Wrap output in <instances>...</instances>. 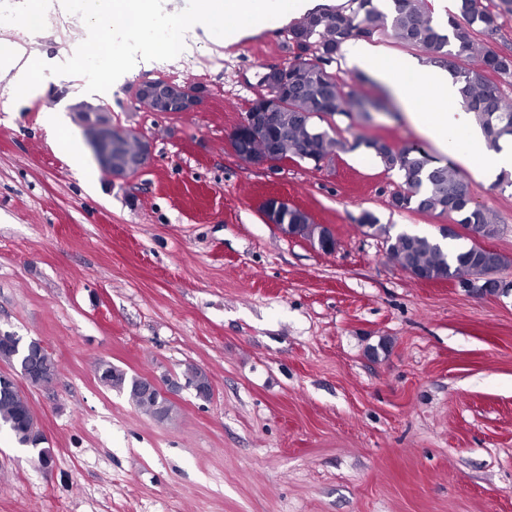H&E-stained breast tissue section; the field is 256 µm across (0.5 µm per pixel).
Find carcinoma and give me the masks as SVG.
<instances>
[{
	"label": "carcinoma",
	"instance_id": "1",
	"mask_svg": "<svg viewBox=\"0 0 512 512\" xmlns=\"http://www.w3.org/2000/svg\"><path fill=\"white\" fill-rule=\"evenodd\" d=\"M505 12L512 13V0H500L493 7L482 0H455L454 11L448 13L444 24L434 22L428 0H347L338 10L304 14L289 28L298 54L289 62L288 96L279 112L281 126L293 135L288 156H294L296 144L305 142L296 114L312 112L313 123L321 132L319 140L305 142L312 152L330 162L339 151L363 147L385 170L400 173L402 183L391 196L392 208L487 227L491 236H496L492 211L475 202L464 176L451 163L443 164L418 147H395L382 138L338 139L334 127L323 122L336 115L365 112L359 91L354 87L344 90L328 69L343 57V46L352 40L389 37L422 50L427 63L448 70L458 86L462 107L480 126L488 148L498 150L501 143H512V99L502 87V80L512 78V53L494 50L485 43L499 30ZM480 251L474 244L451 250L433 236L407 232L389 239L387 247V254L400 268L420 264L430 277L460 286L483 274ZM97 375L102 385L130 394L139 382L138 377L106 361L99 363ZM183 376L192 379L200 394H211L210 380L202 369L189 365ZM1 421L9 422L7 429L17 444L37 450L40 464L53 461L52 449L45 446L47 439L32 420L31 406L21 390H0Z\"/></svg>",
	"mask_w": 512,
	"mask_h": 512
}]
</instances>
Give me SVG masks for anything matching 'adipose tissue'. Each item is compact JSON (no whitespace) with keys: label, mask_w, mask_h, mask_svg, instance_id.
I'll return each mask as SVG.
<instances>
[{"label":"adipose tissue","mask_w":512,"mask_h":512,"mask_svg":"<svg viewBox=\"0 0 512 512\" xmlns=\"http://www.w3.org/2000/svg\"><path fill=\"white\" fill-rule=\"evenodd\" d=\"M343 52L351 66L372 73L379 83L401 99L409 98V79L413 76L422 85L436 88L441 101L457 97V89L443 68L420 63L411 56L392 66L384 62L372 46L362 41L347 43ZM49 63L48 56L35 51L25 62L13 60L0 64V83L6 87L10 106L31 105L44 94L45 87L38 74ZM411 120L442 153L473 166L484 177L493 179L501 172H512V143L503 144L498 151L486 148L469 113L418 109L412 112Z\"/></svg>","instance_id":"obj_1"}]
</instances>
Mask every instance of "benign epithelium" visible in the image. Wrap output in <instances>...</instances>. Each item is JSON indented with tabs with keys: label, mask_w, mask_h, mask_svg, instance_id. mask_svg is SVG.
<instances>
[{
	"label": "benign epithelium",
	"mask_w": 512,
	"mask_h": 512,
	"mask_svg": "<svg viewBox=\"0 0 512 512\" xmlns=\"http://www.w3.org/2000/svg\"><path fill=\"white\" fill-rule=\"evenodd\" d=\"M286 66L280 65L268 69L262 76L263 87L269 95L257 96V101L250 104V110L243 114L240 122L228 135L232 153L244 163L254 167L276 168L280 165L278 141L288 136V130L279 133L278 140L269 145L261 153L251 150L253 133L258 129L275 125L277 109L282 106L278 90L287 80ZM134 99L155 100L165 112H193L199 107V96L190 85H177L164 79L144 81L132 89ZM82 122L90 145L99 160L101 168L114 177L135 175L143 171L151 160V146L147 140L135 133H126L112 127L109 110L101 105L78 102L71 107ZM292 207L288 199L269 194L261 201V211L267 223L274 224L286 236L299 237L297 226L285 224L281 220L282 212ZM466 233L474 241L486 239L485 230L471 227L462 230L454 223L442 225L441 234L445 239L454 238ZM47 353L40 342L33 344L26 356L25 368L3 371L0 378L18 383L19 380L31 382L34 377L30 366L34 360ZM179 388V384L171 382L167 376L149 377L142 387V394L155 402H166Z\"/></svg>",
	"instance_id": "1"
}]
</instances>
